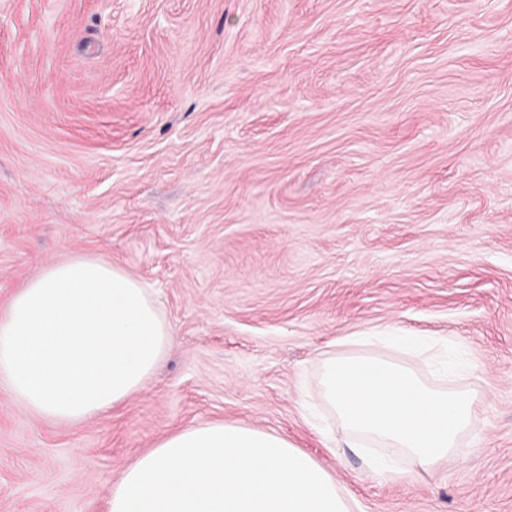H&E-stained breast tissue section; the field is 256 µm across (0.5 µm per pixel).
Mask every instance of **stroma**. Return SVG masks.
Segmentation results:
<instances>
[{
  "mask_svg": "<svg viewBox=\"0 0 512 512\" xmlns=\"http://www.w3.org/2000/svg\"><path fill=\"white\" fill-rule=\"evenodd\" d=\"M85 255L172 344L80 424L0 388V512H107L212 420L287 437L356 512H512V0H0V307ZM364 332L461 349L480 403L436 472L373 476L306 419Z\"/></svg>",
  "mask_w": 512,
  "mask_h": 512,
  "instance_id": "obj_1",
  "label": "stroma"
}]
</instances>
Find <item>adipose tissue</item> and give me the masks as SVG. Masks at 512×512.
Instances as JSON below:
<instances>
[{"instance_id": "obj_1", "label": "adipose tissue", "mask_w": 512, "mask_h": 512, "mask_svg": "<svg viewBox=\"0 0 512 512\" xmlns=\"http://www.w3.org/2000/svg\"><path fill=\"white\" fill-rule=\"evenodd\" d=\"M172 341L147 288L79 256L47 266L0 309V387L51 423L78 424L144 388ZM347 490L280 434L200 422L139 455L108 512H354Z\"/></svg>"}]
</instances>
